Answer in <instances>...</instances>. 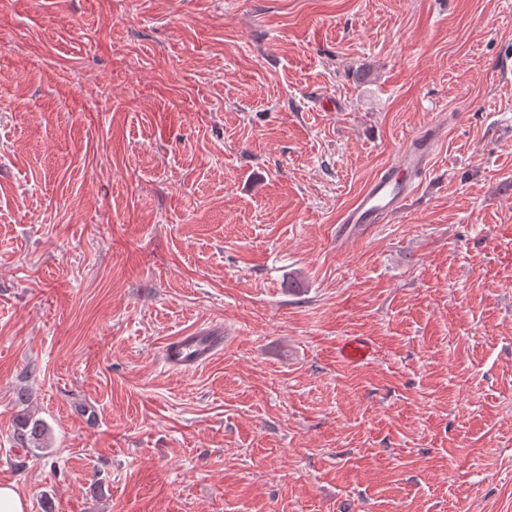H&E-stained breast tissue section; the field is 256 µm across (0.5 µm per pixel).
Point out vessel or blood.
Segmentation results:
<instances>
[{
	"mask_svg": "<svg viewBox=\"0 0 512 512\" xmlns=\"http://www.w3.org/2000/svg\"><path fill=\"white\" fill-rule=\"evenodd\" d=\"M439 139L437 129L417 136L398 155L388 161L358 199L343 213L340 235L367 233L372 225L383 223L410 199L414 188L407 175L427 168ZM224 338L214 329L173 338L163 350L164 362L179 370H192L209 362L223 347Z\"/></svg>",
	"mask_w": 512,
	"mask_h": 512,
	"instance_id": "vessel-or-blood-1",
	"label": "vessel or blood"
}]
</instances>
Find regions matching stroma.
Here are the masks:
<instances>
[{
    "label": "stroma",
    "mask_w": 512,
    "mask_h": 512,
    "mask_svg": "<svg viewBox=\"0 0 512 512\" xmlns=\"http://www.w3.org/2000/svg\"><path fill=\"white\" fill-rule=\"evenodd\" d=\"M509 50L512 0H0V484L512 512ZM432 126L405 209L339 239ZM208 326L209 363H163Z\"/></svg>",
    "instance_id": "obj_1"
}]
</instances>
